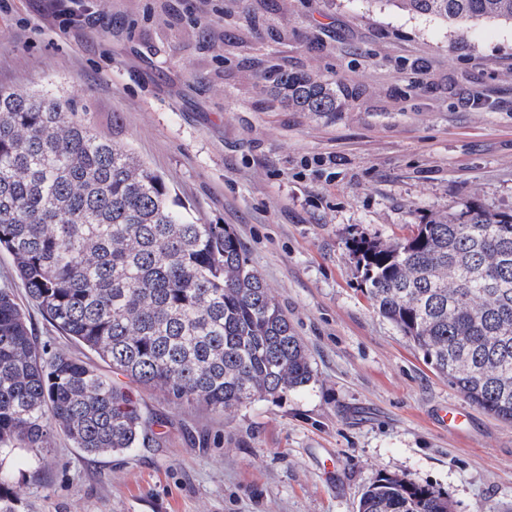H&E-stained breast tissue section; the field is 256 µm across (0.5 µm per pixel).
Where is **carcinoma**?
Segmentation results:
<instances>
[{
    "label": "carcinoma",
    "mask_w": 512,
    "mask_h": 512,
    "mask_svg": "<svg viewBox=\"0 0 512 512\" xmlns=\"http://www.w3.org/2000/svg\"><path fill=\"white\" fill-rule=\"evenodd\" d=\"M399 2L461 37L474 19L512 22V0ZM263 80L294 112H337L349 96L306 71ZM77 109L0 87V251L46 319L126 381L49 351L0 288V457L40 460L58 432L94 456L146 444L162 420L135 387L231 412L307 385L308 349L234 230L195 221L160 173ZM352 252L378 313L466 401L512 423V214L467 206ZM358 512L451 510L442 491L383 476Z\"/></svg>",
    "instance_id": "carcinoma-1"
}]
</instances>
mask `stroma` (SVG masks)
Here are the masks:
<instances>
[{"instance_id": "35a3bbf8", "label": "stroma", "mask_w": 512, "mask_h": 512, "mask_svg": "<svg viewBox=\"0 0 512 512\" xmlns=\"http://www.w3.org/2000/svg\"><path fill=\"white\" fill-rule=\"evenodd\" d=\"M63 28L49 0L0 12V86L87 106L204 224H227L310 354L313 378L231 413L137 390L164 422L145 446L86 455L56 434L43 464L0 463L16 512H357L399 475L452 512H512V425L466 402L374 309L349 250L443 211L512 213V23L468 37L392 0H97ZM351 90L291 112L272 65ZM14 289L50 350L97 356ZM453 408L456 430L440 421Z\"/></svg>"}]
</instances>
